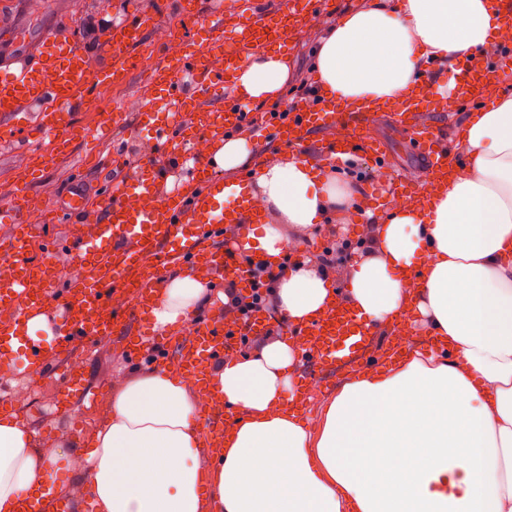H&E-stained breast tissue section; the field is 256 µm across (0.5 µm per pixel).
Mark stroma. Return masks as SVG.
<instances>
[{
  "label": "stroma",
  "instance_id": "1",
  "mask_svg": "<svg viewBox=\"0 0 512 512\" xmlns=\"http://www.w3.org/2000/svg\"><path fill=\"white\" fill-rule=\"evenodd\" d=\"M153 0H111L109 7L95 9L91 0H0V60L31 62L43 45L57 32L71 30L77 46L84 51L93 68H101L104 58L98 50L99 41L113 20L133 10H144ZM370 0H332L328 10L316 16L297 35L287 48L288 63L292 69L309 66L313 50L326 23L361 10ZM141 61L126 83L108 87L101 92L99 111L77 113L75 122L86 131L76 140L69 156L59 159L46 172L27 167L31 154L43 151L44 143L37 140L21 142L0 141V208L8 206L14 183L29 180V192L37 197H49L63 216L54 224L39 227L30 254L38 258L42 246L49 241L72 242L83 232L77 221L70 219L69 199L75 194L96 195L103 186V176L109 169L113 145H122L126 158L144 153L148 135L137 126L135 104L144 92L158 60L149 50H141ZM125 113V121L112 130L111 137H102L98 131L100 110ZM373 136L381 141L388 175H398L425 185L426 174L418 162L419 154L411 134L385 115L374 118ZM363 227L354 212L329 217L313 234L316 253L337 248L346 238L361 234ZM76 354L87 364V375L98 391V402L87 408L75 407L70 414L57 411V400L62 379L58 372L34 374L27 359L16 361L10 374L0 375V396L10 395L14 412L33 431L38 443L55 442L66 447L74 458H82L90 449L96 429L104 421L105 400L123 374L134 375L150 366H164L175 357L174 351L159 353L146 362L130 357L120 341L101 338L77 348Z\"/></svg>",
  "mask_w": 512,
  "mask_h": 512
}]
</instances>
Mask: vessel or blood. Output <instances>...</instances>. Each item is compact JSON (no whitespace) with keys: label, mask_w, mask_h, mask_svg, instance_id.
Masks as SVG:
<instances>
[{"label":"vessel or blood","mask_w":512,"mask_h":512,"mask_svg":"<svg viewBox=\"0 0 512 512\" xmlns=\"http://www.w3.org/2000/svg\"><path fill=\"white\" fill-rule=\"evenodd\" d=\"M323 3L289 0L285 8L267 11L258 0H247L235 21L207 24L205 37L192 51L182 54L175 67L158 69L156 90L146 91L137 104L139 125L150 133L155 149L168 154L170 163L184 166L188 178L179 190H166L165 173L147 158L131 176L108 179L96 202L72 197L73 213L89 230L74 246L75 257L86 273L72 280L66 296H59L54 288L58 273L53 257L58 244L44 246V259L27 255L31 231L43 218L31 208L26 184L16 187L10 210L14 230L9 240L0 244L1 361L13 354L16 326L38 310L51 307L57 308L61 317L54 355L71 354L79 341L124 335L132 323L139 327L140 340L131 347V354L148 352L162 336L148 320L149 301L171 266L188 265L218 288L228 278L245 282V268L238 256L250 243L248 225L262 223L263 213L241 191V179L218 173L210 156L195 157L187 152L196 132L206 133L213 145L223 141L225 131L237 126L269 128L282 145L295 148L312 130L340 125L346 134L326 143L327 161L364 149L373 161L382 160L381 150L364 136L372 110L342 112L322 100L296 109L283 123L268 112L243 111L240 102L223 97L247 52L287 46L305 13L320 10ZM175 7L183 22L199 15L197 0H154L150 14H131L115 26L101 47L112 77L124 76L137 67L136 49ZM492 81L487 69L461 63L456 108L484 102ZM103 85L102 76L92 70L71 32L61 31L49 40L37 62L0 75V134L47 136L53 144L64 145L74 131V113L97 107ZM34 101L41 105L40 114L24 118L26 107ZM434 109L422 88L392 111L394 120L410 129L418 152L427 160L431 183L447 180L448 168L454 163L440 129L423 118ZM231 187L238 188L239 194L228 201L224 191ZM228 227L234 231L231 242L213 246V239L223 236ZM267 325V319L258 314L243 323L220 315L192 323L185 330L186 345L174 368L195 383H204L211 362L233 353L240 336L263 334ZM295 334L304 344L306 357L319 366L335 364L341 352L355 362H379L378 356L369 352V328L342 306H332L315 324L296 329ZM64 379L61 401L65 406L96 403L97 392L82 374L69 367ZM200 412L206 421L207 446L216 448L234 414L214 399L203 404ZM19 512H95V507L92 500L72 499L51 484L38 495L24 497Z\"/></svg>","instance_id":"1"}]
</instances>
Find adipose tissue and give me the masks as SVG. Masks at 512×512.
Returning <instances> with one entry per match:
<instances>
[{"instance_id": "obj_1", "label": "adipose tissue", "mask_w": 512, "mask_h": 512, "mask_svg": "<svg viewBox=\"0 0 512 512\" xmlns=\"http://www.w3.org/2000/svg\"><path fill=\"white\" fill-rule=\"evenodd\" d=\"M511 45L493 0H371L326 26L315 79L337 107L385 112L426 61ZM289 77L285 55L252 52L233 88L273 101ZM463 149L468 163L449 168L446 185L380 218L359 187L294 153L265 164L249 191L270 218L251 237L260 261L278 266L289 244L305 252L275 285L280 319L305 326L335 303L373 331L407 316L444 351L357 373L312 425L291 407L300 346L270 338L225 356L209 378L236 416L207 471L195 386L166 367L125 377L87 457L97 512H512V96L489 92ZM351 208L373 232L338 290L306 250L316 224ZM210 299L178 270L157 288L153 318L171 325ZM62 458L17 416L0 417V512L53 481Z\"/></svg>"}]
</instances>
